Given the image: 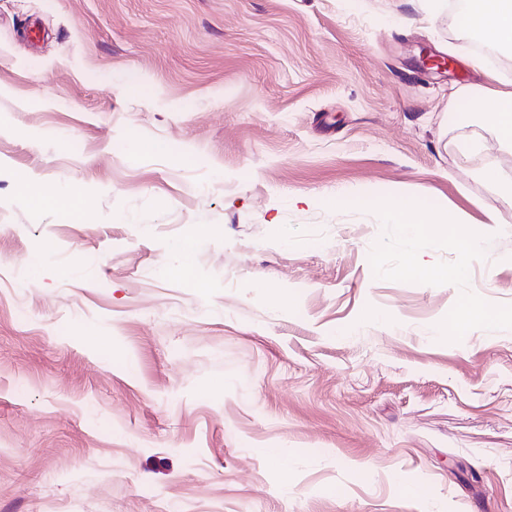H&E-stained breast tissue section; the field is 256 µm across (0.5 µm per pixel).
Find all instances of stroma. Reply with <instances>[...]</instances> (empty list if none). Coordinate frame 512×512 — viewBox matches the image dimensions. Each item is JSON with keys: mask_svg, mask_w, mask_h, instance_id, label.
Wrapping results in <instances>:
<instances>
[{"mask_svg": "<svg viewBox=\"0 0 512 512\" xmlns=\"http://www.w3.org/2000/svg\"><path fill=\"white\" fill-rule=\"evenodd\" d=\"M475 37L450 0H0V512H512V330L441 342L459 289L375 278L363 208L476 227L512 304ZM18 186L26 199L28 206L37 212L52 211L60 207L63 199L66 209L73 221H81L85 213V202L81 191L73 190L66 196L56 191H50L41 185L34 184L26 175L18 177Z\"/></svg>", "mask_w": 512, "mask_h": 512, "instance_id": "1", "label": "stroma"}]
</instances>
